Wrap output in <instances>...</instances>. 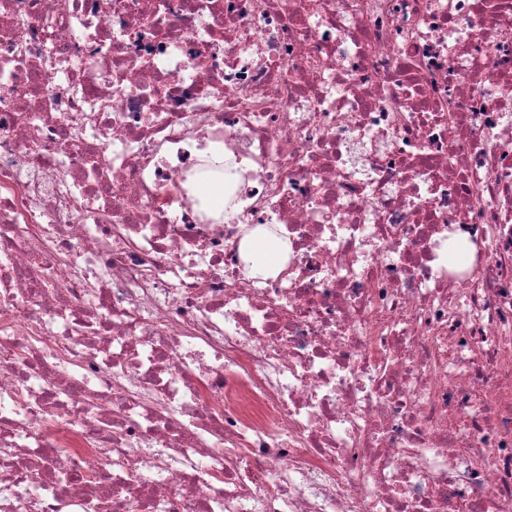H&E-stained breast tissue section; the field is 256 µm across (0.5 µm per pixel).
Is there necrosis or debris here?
Listing matches in <instances>:
<instances>
[{
  "mask_svg": "<svg viewBox=\"0 0 512 512\" xmlns=\"http://www.w3.org/2000/svg\"><path fill=\"white\" fill-rule=\"evenodd\" d=\"M0 512H512V0H0ZM214 178L215 176L211 172L203 173L197 190L201 196L209 200L213 214L219 217L224 215V182ZM273 236L270 232L264 237L250 235L245 241V248L250 262L249 272L252 275H266L279 268L282 256L288 251V243H270Z\"/></svg>",
  "mask_w": 512,
  "mask_h": 512,
  "instance_id": "1",
  "label": "necrosis or debris"
}]
</instances>
